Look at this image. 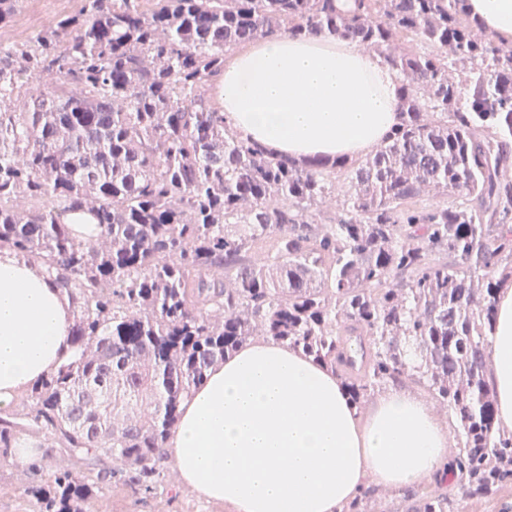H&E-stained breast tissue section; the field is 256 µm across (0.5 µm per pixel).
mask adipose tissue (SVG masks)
<instances>
[{
	"label": "adipose tissue",
	"mask_w": 512,
	"mask_h": 512,
	"mask_svg": "<svg viewBox=\"0 0 512 512\" xmlns=\"http://www.w3.org/2000/svg\"><path fill=\"white\" fill-rule=\"evenodd\" d=\"M512 42V0H465ZM399 82L379 57L326 37L258 39L224 66L216 99L243 138L297 159L355 157L400 121ZM489 382L512 431V285L499 290ZM68 296L43 268L0 253V411L73 358ZM182 482L234 512H336L366 481L404 487L448 466V428L389 388L367 415L335 375L271 340L239 348L182 405L169 442Z\"/></svg>",
	"instance_id": "obj_1"
}]
</instances>
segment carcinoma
Here are the masks:
<instances>
[{"label":"carcinoma","mask_w":512,"mask_h":512,"mask_svg":"<svg viewBox=\"0 0 512 512\" xmlns=\"http://www.w3.org/2000/svg\"><path fill=\"white\" fill-rule=\"evenodd\" d=\"M318 34L400 80L401 124L364 158L267 153L209 94L236 49ZM511 164L512 48L464 0H84L0 43V250L68 295L79 350L0 414L1 452L44 433L85 464L27 489L34 512H93L113 482L163 487L183 399L256 336L337 373L356 408L407 379L448 411L438 484L455 488L406 490L405 512L511 487L486 378L512 280ZM76 212L96 238L73 235ZM377 510L365 490L341 512Z\"/></svg>","instance_id":"carcinoma-1"}]
</instances>
